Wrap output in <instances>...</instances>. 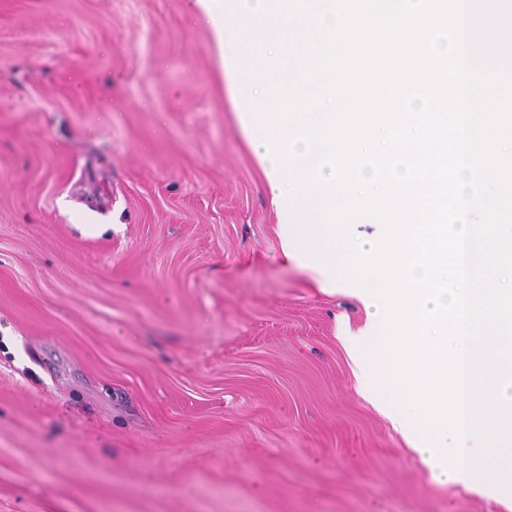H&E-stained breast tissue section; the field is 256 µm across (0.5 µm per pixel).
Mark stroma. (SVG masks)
<instances>
[{
    "label": "stroma",
    "mask_w": 512,
    "mask_h": 512,
    "mask_svg": "<svg viewBox=\"0 0 512 512\" xmlns=\"http://www.w3.org/2000/svg\"><path fill=\"white\" fill-rule=\"evenodd\" d=\"M189 0H0V512H512L365 400Z\"/></svg>",
    "instance_id": "obj_1"
}]
</instances>
